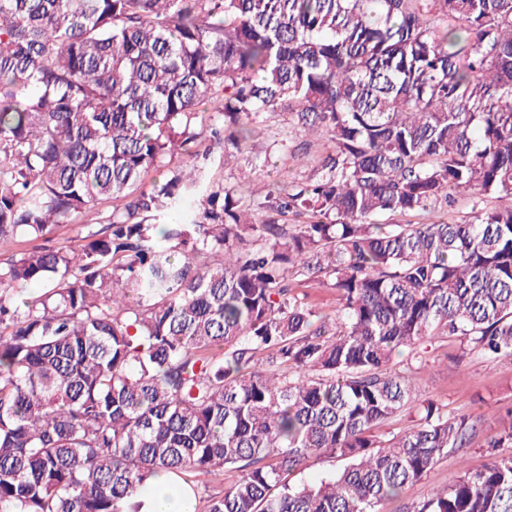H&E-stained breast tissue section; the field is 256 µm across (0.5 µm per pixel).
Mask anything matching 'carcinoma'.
I'll list each match as a JSON object with an SVG mask.
<instances>
[{
	"instance_id": "carcinoma-1",
	"label": "carcinoma",
	"mask_w": 512,
	"mask_h": 512,
	"mask_svg": "<svg viewBox=\"0 0 512 512\" xmlns=\"http://www.w3.org/2000/svg\"><path fill=\"white\" fill-rule=\"evenodd\" d=\"M278 111L300 142L250 169L318 136L312 174L212 182L214 147L230 164ZM460 194L499 206L377 222ZM77 218L79 248L0 259V512H140L159 474L228 468L207 512H383L472 430L396 357L512 359V0H0V243ZM505 447L512 407L482 469L403 512H512ZM325 454L342 468L290 483ZM294 291L300 297L304 296L307 302L324 312L334 311L339 303L335 289L325 288L316 281L299 282L295 285Z\"/></svg>"
}]
</instances>
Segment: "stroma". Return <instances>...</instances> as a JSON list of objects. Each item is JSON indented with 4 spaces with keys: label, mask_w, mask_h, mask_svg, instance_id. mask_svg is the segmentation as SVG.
Masks as SVG:
<instances>
[{
    "label": "stroma",
    "mask_w": 512,
    "mask_h": 512,
    "mask_svg": "<svg viewBox=\"0 0 512 512\" xmlns=\"http://www.w3.org/2000/svg\"><path fill=\"white\" fill-rule=\"evenodd\" d=\"M328 149L325 139L312 140L303 164L275 155L255 176L265 182L306 176ZM400 368L412 379L416 401L430 400L445 411L469 414L474 432L464 456L449 455L408 486L399 500L388 503L389 512H400L403 506L423 500L432 489L450 485L460 468L481 469L488 461L485 442L497 431L501 412L512 407V359L492 361L462 354L458 340L436 339L421 354L404 349Z\"/></svg>",
    "instance_id": "obj_1"
}]
</instances>
